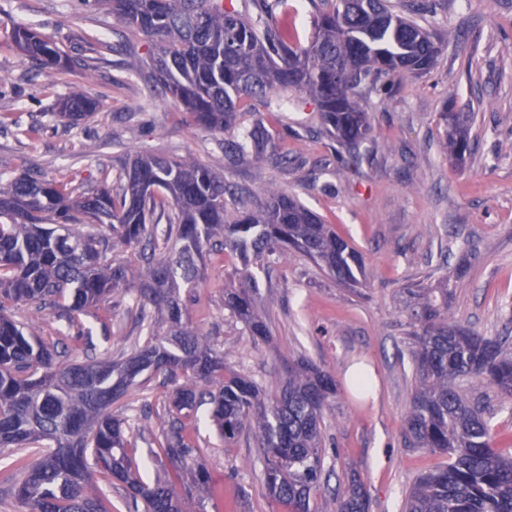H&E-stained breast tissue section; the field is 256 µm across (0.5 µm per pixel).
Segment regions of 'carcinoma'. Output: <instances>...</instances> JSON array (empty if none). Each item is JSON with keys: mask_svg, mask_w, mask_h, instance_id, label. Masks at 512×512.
Here are the masks:
<instances>
[{"mask_svg": "<svg viewBox=\"0 0 512 512\" xmlns=\"http://www.w3.org/2000/svg\"><path fill=\"white\" fill-rule=\"evenodd\" d=\"M127 28L148 37L146 57L127 70L144 77L149 95L165 92L211 133H229L224 153L233 165L262 156L271 139L259 120L246 126L240 105L282 90L311 102L326 131L345 148L343 166L371 141L364 104L398 72L421 75L437 60L440 43L413 19L418 3L397 11L388 0H320L311 37L288 28V0H252L255 12L233 0H99ZM9 38L30 60L57 73L72 70L54 37L15 26ZM96 101L73 90L59 118H90ZM444 148L457 160L470 151L468 117L440 113ZM226 179L199 160L134 151L120 160L116 186L83 190L67 175L40 171L0 178V448L35 449L13 495L19 512H104L97 479L119 484L131 512H183V493L169 477L148 483L128 439L131 423L112 415L144 373L179 382L171 417L155 457L181 463L198 449L184 419L209 407L207 422L231 443L247 432L259 448L268 495L286 512H370L354 475L332 504L315 498L335 465L326 461L323 412L336 380L299 359L274 390L231 371L186 322L183 288L204 279L205 259L220 245L244 270L294 249L344 286L366 277L360 252L295 195L277 188L257 202L247 191L226 210ZM169 207L162 231L151 222ZM163 237L167 252L145 258L134 274L109 258L117 247L145 251ZM131 295L143 341L127 356L107 348L83 360H62L58 343L25 330L15 306L63 312L67 331L85 336L78 316L115 293ZM448 277L402 289L413 331L409 354L414 390L405 416L408 445L445 458L422 473L404 512H512V450L495 445L485 408L461 394L457 382L486 381L512 399V341L483 336L448 318ZM224 309L262 340L269 336L253 288H225ZM351 387L373 390L357 369Z\"/></svg>", "mask_w": 512, "mask_h": 512, "instance_id": "1", "label": "carcinoma"}]
</instances>
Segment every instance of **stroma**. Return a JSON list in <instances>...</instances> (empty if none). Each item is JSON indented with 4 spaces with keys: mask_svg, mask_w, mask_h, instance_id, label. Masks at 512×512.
Listing matches in <instances>:
<instances>
[{
    "mask_svg": "<svg viewBox=\"0 0 512 512\" xmlns=\"http://www.w3.org/2000/svg\"><path fill=\"white\" fill-rule=\"evenodd\" d=\"M429 2L417 20L440 38L441 53L428 73L395 74L390 91L372 95V143L348 171L315 106L284 105L276 94L278 110L253 100L241 107L243 122L263 120L275 152L229 164L223 136L196 127L167 97L148 99L143 79L122 72L131 56H146L143 34L95 0H0V175H52L70 167L79 185L98 188L127 152L190 156L235 186L259 192L272 185L295 194L362 254L367 279L353 289L293 249L254 270L257 304L270 329L265 343L224 309L225 287L243 280L235 253L211 256L204 283L185 301L190 326L224 350L234 371L265 388L301 357L331 373L336 396L322 424L335 463L330 486L343 493L348 474H356L371 512H402L417 477L442 461L405 442L413 379L402 288L454 274L447 254L468 253L449 317L484 336L512 337V0ZM17 25L54 34L72 71L54 76L23 56L8 38ZM90 56L98 60L91 72L81 66ZM75 87L100 108L71 125L57 112ZM446 108L471 117V151L461 164L442 147L438 117ZM82 321L97 350L128 354L139 341L127 295H112ZM360 361L376 383L365 399L348 384ZM460 389L489 407L496 440L506 445L512 401L480 380L462 381ZM171 390L157 374L113 404V414L139 420L137 457L158 445ZM198 445L193 459L207 468L210 486L186 501V512H284L266 495L247 438L229 445L204 428Z\"/></svg>",
    "mask_w": 512,
    "mask_h": 512,
    "instance_id": "35a3bbf8",
    "label": "stroma"
}]
</instances>
